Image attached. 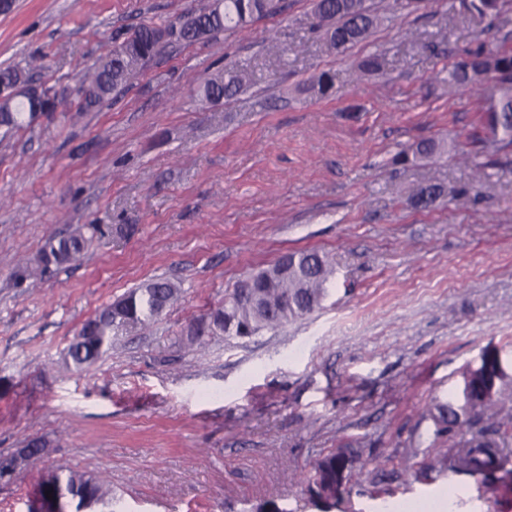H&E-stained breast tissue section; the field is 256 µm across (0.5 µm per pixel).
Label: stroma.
Segmentation results:
<instances>
[{
  "label": "stroma",
  "instance_id": "35a3bbf8",
  "mask_svg": "<svg viewBox=\"0 0 512 512\" xmlns=\"http://www.w3.org/2000/svg\"><path fill=\"white\" fill-rule=\"evenodd\" d=\"M369 2L377 24L345 52L314 0H283L246 28L163 43L93 109L75 90L115 45L210 0H15L0 15V68L58 101L0 136V455L42 448L0 480V512H30L57 468L108 478L97 512H321L306 479L340 451L330 512H512V464L481 482L446 465L481 435L512 455V400L460 431L438 419L486 349L512 365V151L486 153L488 103L449 77L475 51H512V9ZM232 67L241 92L207 99ZM428 141L439 151L417 155ZM428 184L441 196L424 207ZM77 227L75 259L23 278ZM300 250L335 270L319 310L249 339L201 334L226 292ZM155 277L181 300L70 366L83 323Z\"/></svg>",
  "mask_w": 512,
  "mask_h": 512
}]
</instances>
